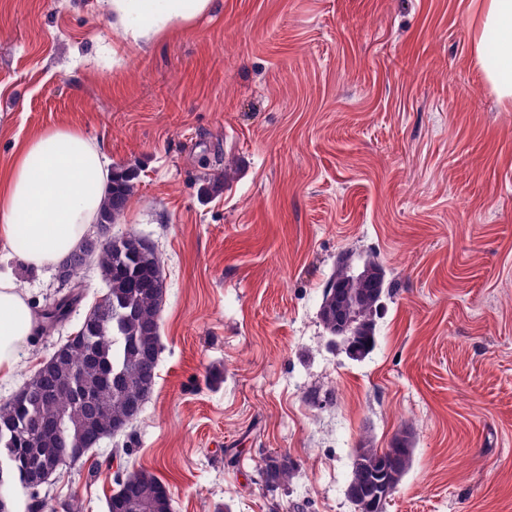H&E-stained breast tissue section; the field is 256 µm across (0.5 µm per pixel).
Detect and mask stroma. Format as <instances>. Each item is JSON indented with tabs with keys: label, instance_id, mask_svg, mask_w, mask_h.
<instances>
[{
	"label": "stroma",
	"instance_id": "1",
	"mask_svg": "<svg viewBox=\"0 0 512 512\" xmlns=\"http://www.w3.org/2000/svg\"><path fill=\"white\" fill-rule=\"evenodd\" d=\"M480 2L214 0L131 50L97 0H0V171L18 142L77 128L136 168L115 229L150 241L166 280L143 412L43 488V512H108L140 467L172 512H353L362 437L405 428L413 465L387 512H512V103L472 54ZM18 252L0 241V275L40 311L56 268ZM348 254L394 285L360 361L318 316ZM82 281L0 402L106 291L97 268ZM271 452L301 464L275 493Z\"/></svg>",
	"mask_w": 512,
	"mask_h": 512
}]
</instances>
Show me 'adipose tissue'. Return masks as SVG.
Returning a JSON list of instances; mask_svg holds the SVG:
<instances>
[{"instance_id":"adipose-tissue-1","label":"adipose tissue","mask_w":512,"mask_h":512,"mask_svg":"<svg viewBox=\"0 0 512 512\" xmlns=\"http://www.w3.org/2000/svg\"><path fill=\"white\" fill-rule=\"evenodd\" d=\"M123 37L140 44L208 12L212 0H98ZM481 24L493 50L475 51L500 99L512 100V0H484ZM100 148L79 130L57 127L26 140L0 176V239L23 243L20 257L40 267L63 260L95 223L110 185ZM33 330L30 307L16 285L0 279V373L15 369L20 347Z\"/></svg>"}]
</instances>
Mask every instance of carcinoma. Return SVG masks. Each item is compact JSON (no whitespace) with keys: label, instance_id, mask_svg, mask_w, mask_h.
I'll return each mask as SVG.
<instances>
[{"label":"carcinoma","instance_id":"1","mask_svg":"<svg viewBox=\"0 0 512 512\" xmlns=\"http://www.w3.org/2000/svg\"><path fill=\"white\" fill-rule=\"evenodd\" d=\"M132 168L112 171L111 185L99 210V232L110 241L102 250L94 237L83 238L57 271L68 289L41 318L53 329L68 318L81 294V273L94 264L107 285L103 300L92 307L78 330L24 386L0 403V475L13 485L28 484L97 447L116 421L132 424L141 414L155 385L160 353V313L166 292L152 246H136L132 233L112 234L110 228L135 193ZM346 257L329 276L318 315L331 336L347 329L357 351L367 357L377 344V304L393 284L375 260L364 261L365 274H350ZM413 444L407 432L394 435L385 448L362 439L352 458L346 494L355 512H386V507L412 466ZM300 465L290 455L262 458L260 477L269 492L288 485ZM119 493L109 498L108 512H171L165 483L146 469L118 474Z\"/></svg>","mask_w":512,"mask_h":512}]
</instances>
